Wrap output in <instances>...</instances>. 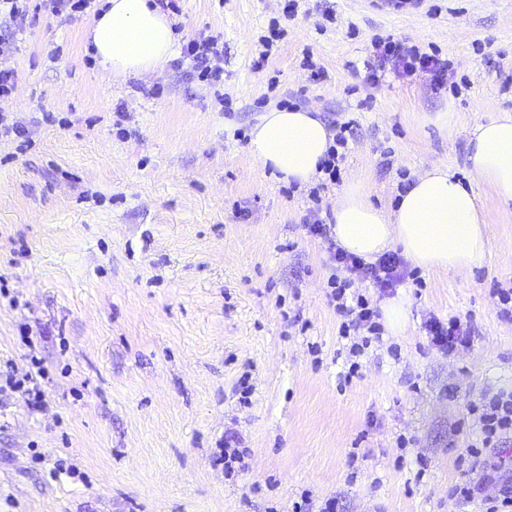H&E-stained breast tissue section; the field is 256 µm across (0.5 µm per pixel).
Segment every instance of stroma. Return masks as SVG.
<instances>
[{
    "label": "stroma",
    "mask_w": 512,
    "mask_h": 512,
    "mask_svg": "<svg viewBox=\"0 0 512 512\" xmlns=\"http://www.w3.org/2000/svg\"><path fill=\"white\" fill-rule=\"evenodd\" d=\"M181 6L177 43L224 44L223 100L172 60L101 77L85 17H39L10 59L19 80L0 107L28 140L0 141V365H41L47 409L0 398V512H292L305 494L313 512L330 497L342 512H483L512 483V434L466 454L471 401L512 389L496 295L512 288V205L477 186L484 264L404 284V331L384 332L347 384L329 254L303 218L355 182L390 210L402 176L445 164L469 178L473 127L512 113V0H299L292 16L282 0ZM388 37L452 60L446 85L365 84L372 42ZM290 105L357 122L338 183L316 194L248 151L258 117ZM447 110L455 124H438ZM451 316L474 337L445 356L425 322ZM228 445L248 449L244 473L226 476ZM467 478L479 496L451 498Z\"/></svg>",
    "instance_id": "35a3bbf8"
}]
</instances>
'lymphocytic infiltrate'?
<instances>
[{
	"label": "lymphocytic infiltrate",
	"mask_w": 512,
	"mask_h": 512,
	"mask_svg": "<svg viewBox=\"0 0 512 512\" xmlns=\"http://www.w3.org/2000/svg\"><path fill=\"white\" fill-rule=\"evenodd\" d=\"M101 0H0V18L23 25L29 16L46 11L53 16H84L100 13ZM224 56V46L212 36H195L188 40L182 49V58L188 63L189 76L206 85L216 87L223 80L224 71L219 61ZM366 84L376 86L386 77L406 78L422 72L428 74L433 86L443 85L451 67L448 59L438 52L427 53L418 46L389 38L377 39L364 62ZM305 227L310 236L326 244L333 272L328 280L331 288L330 300L336 313L342 319L339 332L351 342L349 351L352 361L348 376L358 373V362L372 342L382 337V327L377 322V313L370 308L364 296L349 297L348 292L357 281H368L380 292L391 293L401 284L415 278L416 272L410 263L397 252H389L376 262L367 263L356 255L347 253L337 246L332 227L323 222L318 212H310L305 219ZM429 341L443 353L452 354L470 346L471 327L460 318L452 316L448 320L432 319L427 324ZM360 332L359 340H352L353 332ZM471 415L480 424L481 443L470 446L468 456L479 458L483 449L493 447L503 435L512 433V392L498 393L483 397L469 406Z\"/></svg>",
	"instance_id": "obj_1"
}]
</instances>
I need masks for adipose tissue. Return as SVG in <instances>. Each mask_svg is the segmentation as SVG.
Instances as JSON below:
<instances>
[{"label":"adipose tissue","instance_id":"1","mask_svg":"<svg viewBox=\"0 0 512 512\" xmlns=\"http://www.w3.org/2000/svg\"><path fill=\"white\" fill-rule=\"evenodd\" d=\"M106 3L88 31L102 76L156 72L175 52L166 15L152 0ZM332 142V132L312 111L274 108L252 127L248 149L261 167L304 186L320 176ZM471 144L470 180L434 165L415 178L392 211L375 207L362 185L342 190L334 211L337 245L368 262L397 247L413 265L434 273L481 266L488 238L475 187L487 185L502 203L512 202V115L477 124Z\"/></svg>","mask_w":512,"mask_h":512}]
</instances>
